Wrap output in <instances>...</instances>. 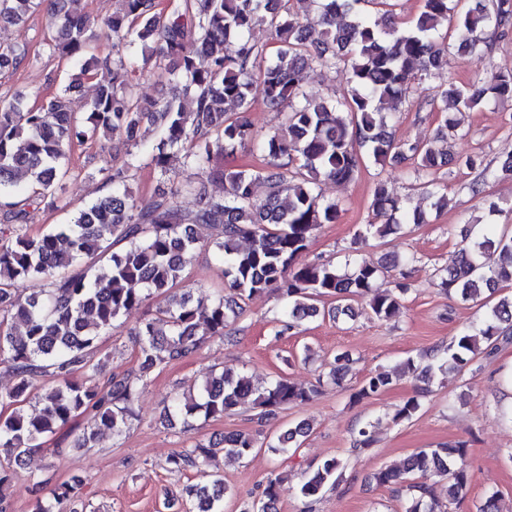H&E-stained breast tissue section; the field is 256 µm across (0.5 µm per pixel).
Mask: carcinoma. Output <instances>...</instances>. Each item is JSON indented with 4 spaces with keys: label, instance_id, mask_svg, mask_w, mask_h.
I'll return each instance as SVG.
<instances>
[{
    "label": "carcinoma",
    "instance_id": "cac0c4a2",
    "mask_svg": "<svg viewBox=\"0 0 512 512\" xmlns=\"http://www.w3.org/2000/svg\"><path fill=\"white\" fill-rule=\"evenodd\" d=\"M83 2L51 0L48 9L43 42L64 74L58 91L39 105L28 104L21 90L0 94V365L16 380L0 391V407L11 408L0 415V450L7 455L0 467V512H13L3 488L43 439L82 413L93 415V425L77 436V447H93L103 431L122 433L134 418L133 404L147 374L192 356L208 337L224 338V329L243 317L247 301L257 294L272 291L283 302L278 318L283 332L319 315L322 298L362 299L381 321L399 313L408 273L400 269L397 254L377 264L355 259L349 272L320 262L294 267L314 232L339 217V204L324 195L322 184L353 180L367 159L382 168L408 161L411 186L430 209L446 210L448 185L437 172L456 159L449 148L467 131L458 120L444 119L438 149L396 140L391 123L412 77L449 66L448 45L483 57L487 34L512 35V0H471L466 6L460 0H421L420 12L407 22L399 21L392 0H310L321 19L318 29L303 22L301 0H173L164 9L155 0H115L103 24L117 52L100 60L98 21ZM41 5L42 0H0V23H21ZM259 30L267 33V42L257 40ZM34 61L25 44L0 45L1 73ZM147 68L173 85L170 96L146 101L136 94L134 79ZM306 68L344 73L346 91L337 98L309 96L297 84ZM89 80L96 81V95L78 114L69 94ZM489 99L512 100V71L491 67L467 86L450 80L421 107L448 115ZM257 101L283 113L278 129L251 130L246 114ZM145 119L156 131L152 143L139 135ZM101 139L116 140L113 149L121 158L96 171L106 192L69 213L65 223L31 232L34 213L61 208L59 190L72 148ZM239 150L259 155L261 164L225 167L224 157ZM464 164L475 172L466 189L479 196L498 172L512 173V152L494 169L474 156ZM144 166L172 186L143 206L128 183ZM20 176L27 177L21 192ZM195 179L220 184L224 191L201 193L195 208L186 209L176 196ZM370 210L373 220L355 234L358 241H384L402 224L426 223L424 211L409 210L408 199L381 180ZM242 240L248 247L239 246ZM202 247L224 265L223 295L192 292L188 267ZM98 265L106 272H95ZM395 269L393 288H375ZM437 275L442 288L463 301L504 287L512 282V236L495 224L465 226L455 263ZM31 283L41 288L22 290ZM152 300L155 313L130 329L138 370L101 379L99 366L89 360L99 336ZM16 321L25 327L22 336L13 333ZM502 341H512V296L490 306L476 326L437 350L430 364L422 367L408 358L402 370L429 382L436 370L474 366L479 355L493 353ZM44 380L52 387L37 396V408L26 409L31 391ZM392 382L390 372L372 374L354 398L377 397ZM318 392L317 385L298 387L282 377L258 386L242 373L223 370L176 395L169 413L187 424L255 410L261 421ZM374 428L372 422L360 427L351 451L369 447ZM307 430V424L287 430L266 448L286 454ZM257 445L250 433L226 434L180 450L169 464L206 481L193 489L198 512H223L227 488L208 471L214 449L242 459ZM464 455L463 442L423 449L407 458L403 470L382 469L376 480L406 488L405 512H436L427 480H445L448 496L461 497L470 481ZM343 468L336 457L308 466L299 497L312 503ZM281 482L280 476L268 480L256 512H277ZM82 486L81 479L61 485L49 500L36 499L35 512H77L73 505Z\"/></svg>",
    "mask_w": 512,
    "mask_h": 512
}]
</instances>
